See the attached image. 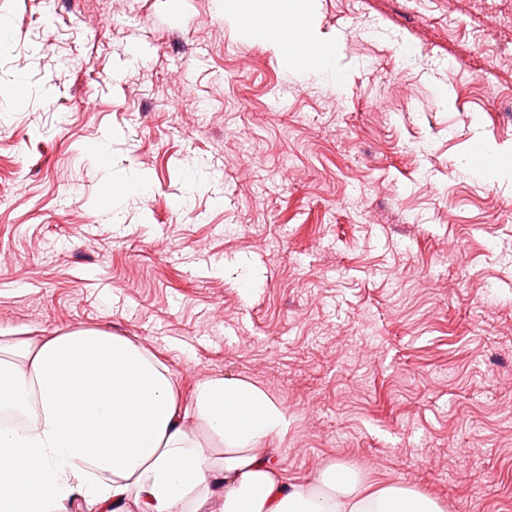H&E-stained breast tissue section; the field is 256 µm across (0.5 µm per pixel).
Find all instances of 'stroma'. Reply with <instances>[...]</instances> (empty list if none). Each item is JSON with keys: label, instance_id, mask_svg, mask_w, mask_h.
<instances>
[{"label": "stroma", "instance_id": "1", "mask_svg": "<svg viewBox=\"0 0 512 512\" xmlns=\"http://www.w3.org/2000/svg\"><path fill=\"white\" fill-rule=\"evenodd\" d=\"M511 16L315 0L326 87L224 0H0V329L255 383L289 483L512 512Z\"/></svg>", "mask_w": 512, "mask_h": 512}]
</instances>
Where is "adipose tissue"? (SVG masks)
I'll list each match as a JSON object with an SVG mask.
<instances>
[{
	"instance_id": "adipose-tissue-1",
	"label": "adipose tissue",
	"mask_w": 512,
	"mask_h": 512,
	"mask_svg": "<svg viewBox=\"0 0 512 512\" xmlns=\"http://www.w3.org/2000/svg\"><path fill=\"white\" fill-rule=\"evenodd\" d=\"M224 17L288 56L289 74L329 75L333 50L314 35L303 0H224ZM0 410L30 415L0 429V512H442L433 499L391 485L362 486L359 470L323 469L316 485L288 483L271 443L285 410L257 385L197 383L188 399L171 371L102 330L0 332ZM207 429L216 457L198 439Z\"/></svg>"
}]
</instances>
